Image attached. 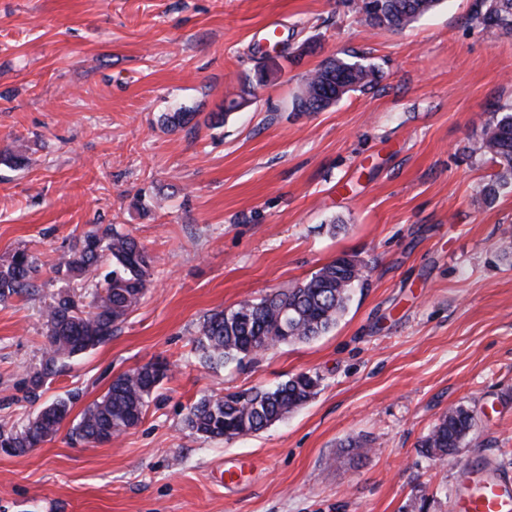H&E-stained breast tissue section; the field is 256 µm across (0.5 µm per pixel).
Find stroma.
<instances>
[{
    "mask_svg": "<svg viewBox=\"0 0 512 512\" xmlns=\"http://www.w3.org/2000/svg\"><path fill=\"white\" fill-rule=\"evenodd\" d=\"M443 0L402 30L363 24L349 0H0V262L27 249L40 290L0 303V424L73 398L58 433L0 453V512H457L460 469L512 473V188L471 154L512 106V37ZM276 34L280 65L238 97ZM376 66L373 87L292 111L330 57ZM194 112L186 127L162 113ZM224 112L211 125L210 115ZM156 257L152 284L106 343L26 396L47 354L50 261L98 225ZM365 267L326 334L200 364L207 315L285 291L340 254ZM170 372L139 424L92 446L71 427L120 374ZM318 379L305 405L256 434L185 426L206 396ZM474 418L465 447L426 456L448 409ZM242 481L225 485V467Z\"/></svg>",
    "mask_w": 512,
    "mask_h": 512,
    "instance_id": "obj_1",
    "label": "stroma"
}]
</instances>
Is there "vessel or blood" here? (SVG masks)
<instances>
[{
  "instance_id": "1",
  "label": "vessel or blood",
  "mask_w": 512,
  "mask_h": 512,
  "mask_svg": "<svg viewBox=\"0 0 512 512\" xmlns=\"http://www.w3.org/2000/svg\"><path fill=\"white\" fill-rule=\"evenodd\" d=\"M455 500L459 512H512V475L487 462L466 464Z\"/></svg>"
}]
</instances>
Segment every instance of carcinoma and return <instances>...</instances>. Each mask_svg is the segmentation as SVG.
<instances>
[{
	"mask_svg": "<svg viewBox=\"0 0 512 512\" xmlns=\"http://www.w3.org/2000/svg\"><path fill=\"white\" fill-rule=\"evenodd\" d=\"M440 3L442 0H355L353 6L360 21L368 26L403 29ZM499 14L512 19V0H475L469 22L512 36V24H492L493 16ZM376 79L372 67L327 58L304 78L301 90L292 99V111L321 112L346 93L362 90ZM194 117V113L179 109L161 114L159 122L174 130L189 125ZM471 152L490 157L500 167L495 178L480 189L483 203L490 206L504 188L512 186V106L498 109ZM354 261L345 254L286 292L211 313L195 340L200 360L206 365L240 363L259 351L306 342L328 332L345 311L349 290L361 282ZM154 263L155 257L133 236L110 224L75 239L59 255L53 270L66 281V287L44 303L48 356L30 373L31 391L55 376L62 361L112 337L116 325L128 317L148 291ZM103 265L109 271L102 279L89 283V273ZM39 268V258L25 249L16 250L7 262L0 263V301L31 294ZM168 371L167 363L155 361L116 377L103 398L84 410L71 437L85 444H101L136 426ZM317 385L318 379L300 373L273 388L227 391L217 398H202L189 407L185 424L191 433L209 438L230 440L257 433L305 404ZM72 404L70 398L61 399L25 425H0V448L9 455L21 456L45 442L57 433ZM473 427L469 412L451 408L421 447L431 457L454 454Z\"/></svg>",
	"mask_w": 512,
	"mask_h": 512,
	"instance_id": "1",
	"label": "carcinoma"
}]
</instances>
